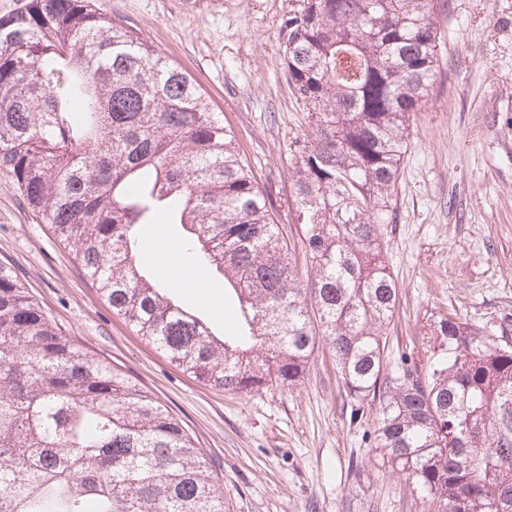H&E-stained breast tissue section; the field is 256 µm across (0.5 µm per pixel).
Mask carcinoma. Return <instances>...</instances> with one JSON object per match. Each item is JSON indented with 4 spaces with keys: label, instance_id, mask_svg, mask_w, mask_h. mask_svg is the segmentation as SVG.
<instances>
[{
    "label": "carcinoma",
    "instance_id": "1",
    "mask_svg": "<svg viewBox=\"0 0 512 512\" xmlns=\"http://www.w3.org/2000/svg\"><path fill=\"white\" fill-rule=\"evenodd\" d=\"M449 0H303L282 66L308 110L293 205L307 270L281 240L235 136L196 82L94 0L0 17V170L137 335L216 388L306 376L336 358L350 420L377 405L375 450L427 512H512V345L430 316L421 358L387 371L397 287L377 233L432 102ZM178 224L224 275V337L147 276L138 230ZM0 512H224L181 422L65 335L0 265Z\"/></svg>",
    "mask_w": 512,
    "mask_h": 512
}]
</instances>
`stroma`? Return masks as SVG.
<instances>
[{"instance_id":"1","label":"stroma","mask_w":512,"mask_h":512,"mask_svg":"<svg viewBox=\"0 0 512 512\" xmlns=\"http://www.w3.org/2000/svg\"><path fill=\"white\" fill-rule=\"evenodd\" d=\"M301 0H97L185 69L224 116L303 259L293 221V144L308 130L281 65V24ZM434 103L416 113L378 233L399 290L387 329L391 363L415 359L430 315L491 329L512 324V0H450L442 18ZM0 263L91 354L107 359L164 405L194 438L216 477L224 512H424L372 445L376 408L350 421L336 359L319 342L304 380L250 394L185 373L113 315L96 286L0 170ZM202 276L173 282L179 299L216 327L224 279L191 254L166 265Z\"/></svg>"}]
</instances>
